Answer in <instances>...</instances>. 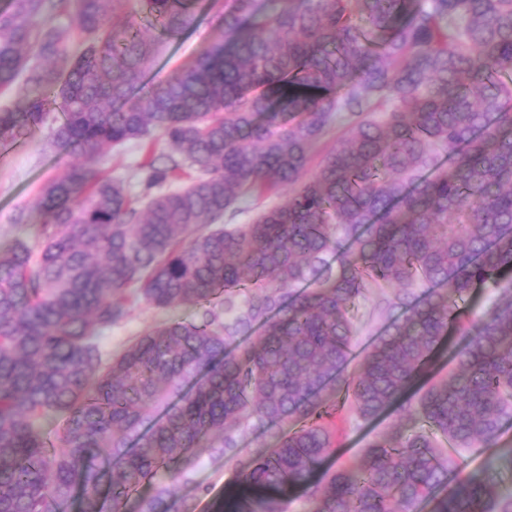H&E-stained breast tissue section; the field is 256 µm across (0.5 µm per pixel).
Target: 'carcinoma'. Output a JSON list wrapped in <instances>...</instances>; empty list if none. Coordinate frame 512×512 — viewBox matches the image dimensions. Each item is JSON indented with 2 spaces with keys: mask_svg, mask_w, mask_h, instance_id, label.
Segmentation results:
<instances>
[{
  "mask_svg": "<svg viewBox=\"0 0 512 512\" xmlns=\"http://www.w3.org/2000/svg\"><path fill=\"white\" fill-rule=\"evenodd\" d=\"M127 2L0 10V93L20 92L0 145L48 125L76 158L41 188L38 245L0 249V512H61L76 491L81 512H127L248 427L273 448L220 512H288L296 488L308 512H512L456 459L512 421V0H212L217 39L141 95L163 42ZM138 4L168 36L201 11ZM157 133L139 208L107 162ZM390 285L402 314L357 354L352 312ZM484 285L503 292L469 319ZM133 295L204 313L114 357L96 330ZM450 327L451 374L404 399ZM396 405L409 426L312 481L343 412ZM139 512L192 507L160 484Z\"/></svg>",
  "mask_w": 512,
  "mask_h": 512,
  "instance_id": "carcinoma-1",
  "label": "carcinoma"
}]
</instances>
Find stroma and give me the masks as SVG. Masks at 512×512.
<instances>
[{
    "instance_id": "obj_1",
    "label": "stroma",
    "mask_w": 512,
    "mask_h": 512,
    "mask_svg": "<svg viewBox=\"0 0 512 512\" xmlns=\"http://www.w3.org/2000/svg\"><path fill=\"white\" fill-rule=\"evenodd\" d=\"M216 36L214 20L202 15L182 34L167 38L161 54L146 76L147 87H154L167 79L177 66L190 61ZM68 160V155L51 144L44 130L21 143L0 149V248L9 247L18 241L34 243L36 226L40 222L36 208L40 190L49 178L62 170ZM21 211L27 213V223H15L14 217ZM393 294L390 288L382 293L374 289L361 300L355 311L357 344H366L389 324L391 314L379 313L377 303L380 296L390 297ZM196 317L197 310L191 306L159 309L140 300L131 307L123 322L99 331V342L104 350L116 352L159 324L190 322ZM397 417L398 413L394 410L371 421H361L352 413H345L337 422L338 441L335 451L317 468L315 478H322L326 473L334 471L339 462L360 456L367 445L380 436ZM238 446L241 453L234 460L202 453L190 482L174 484L178 496L193 502L194 512H216L221 500L238 489L241 473L248 461L257 453L271 448L270 442L250 428L239 432ZM461 464L469 472L486 471L496 480L501 495L512 497V422L505 424L495 447L471 449L463 453Z\"/></svg>"
}]
</instances>
